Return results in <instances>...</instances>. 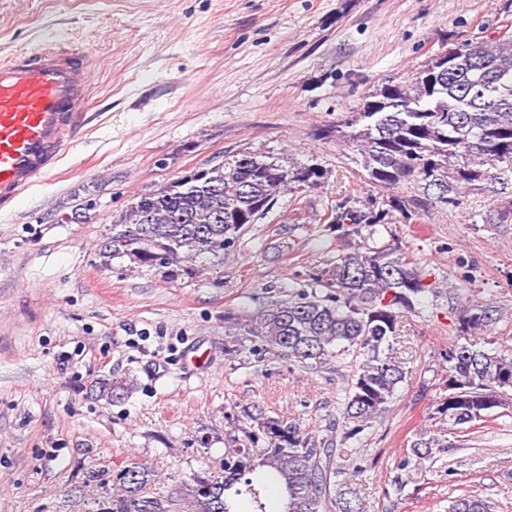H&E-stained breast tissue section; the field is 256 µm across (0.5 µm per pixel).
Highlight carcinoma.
Segmentation results:
<instances>
[{"mask_svg": "<svg viewBox=\"0 0 512 512\" xmlns=\"http://www.w3.org/2000/svg\"><path fill=\"white\" fill-rule=\"evenodd\" d=\"M350 126L349 139L357 144L368 180L385 188L413 184L418 195L392 198L389 210L375 208L372 199L345 196L327 216L338 228L389 224L392 210L407 218L429 204L456 207L469 192L509 194L512 30L446 49L419 64L410 80L381 84L365 97ZM325 174L317 164L291 165L270 154L228 155L199 176L185 175L142 194L113 223L100 255L163 268L171 279L191 276L196 262L231 248L278 197L301 184L316 186ZM483 221L512 222V199ZM428 291L418 268L399 249L382 244L338 254L329 277L315 281L310 291L276 300L243 320L226 316L235 327L224 338L228 356L272 353L316 368L347 353L355 368L339 440L319 439L300 423L268 416L258 406L245 410V439L231 440L219 471L196 479L188 512H240L244 499L263 512L260 488L269 483L279 486L282 512H360L350 477L362 465L348 442L395 398L404 371L390 340L402 314L413 311ZM458 320L467 337L448 348L445 360L459 404L450 408L440 397L435 413L441 426L419 433L397 466L393 485L399 494L422 461L448 447V435L512 398V354L480 345L498 321L496 310L467 297ZM130 389L129 382L110 379L99 383L98 397L120 401ZM116 479L122 494L97 505V512H182L180 499L148 495V468L132 463ZM448 512H493V506L463 495L451 501Z\"/></svg>", "mask_w": 512, "mask_h": 512, "instance_id": "1", "label": "carcinoma"}]
</instances>
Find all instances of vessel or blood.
I'll use <instances>...</instances> for the list:
<instances>
[{
	"label": "vessel or blood",
	"mask_w": 512,
	"mask_h": 512,
	"mask_svg": "<svg viewBox=\"0 0 512 512\" xmlns=\"http://www.w3.org/2000/svg\"><path fill=\"white\" fill-rule=\"evenodd\" d=\"M95 67L58 40L0 62V200L26 191L78 145Z\"/></svg>",
	"instance_id": "obj_1"
}]
</instances>
